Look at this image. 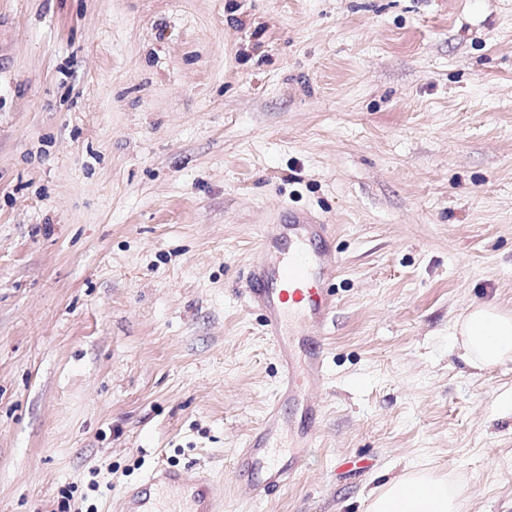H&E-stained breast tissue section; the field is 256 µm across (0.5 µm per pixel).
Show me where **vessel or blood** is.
Listing matches in <instances>:
<instances>
[{
  "mask_svg": "<svg viewBox=\"0 0 512 512\" xmlns=\"http://www.w3.org/2000/svg\"><path fill=\"white\" fill-rule=\"evenodd\" d=\"M330 230L309 214L274 225L262 235L249 267L247 302L261 311L281 361V389L235 461L238 476L255 500L298 477L305 451L315 439L310 428L298 433L289 447L274 444L282 401L299 399L304 387L320 383L324 376L317 331L334 308L328 284L340 265L329 242ZM285 238L292 240L293 249L281 248ZM121 512H218L217 492L204 473L160 467L144 483L126 490Z\"/></svg>",
  "mask_w": 512,
  "mask_h": 512,
  "instance_id": "obj_1",
  "label": "vessel or blood"
}]
</instances>
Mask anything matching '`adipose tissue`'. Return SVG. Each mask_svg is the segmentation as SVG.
I'll return each instance as SVG.
<instances>
[{"label": "adipose tissue", "instance_id": "1", "mask_svg": "<svg viewBox=\"0 0 512 512\" xmlns=\"http://www.w3.org/2000/svg\"><path fill=\"white\" fill-rule=\"evenodd\" d=\"M463 359L484 369L512 359V315L489 304L469 307L454 325ZM460 492L447 478L416 468L368 495V512H460Z\"/></svg>", "mask_w": 512, "mask_h": 512}]
</instances>
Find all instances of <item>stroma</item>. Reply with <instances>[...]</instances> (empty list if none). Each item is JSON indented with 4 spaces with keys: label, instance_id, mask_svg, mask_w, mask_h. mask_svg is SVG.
Returning a JSON list of instances; mask_svg holds the SVG:
<instances>
[{
    "label": "stroma",
    "instance_id": "1",
    "mask_svg": "<svg viewBox=\"0 0 512 512\" xmlns=\"http://www.w3.org/2000/svg\"><path fill=\"white\" fill-rule=\"evenodd\" d=\"M333 227L323 419L253 501L280 385L260 231ZM512 0H0V512H119L158 466L222 512H367L425 466L512 512ZM453 336L471 367L489 368L512 357V315L495 306L469 307L456 321Z\"/></svg>",
    "mask_w": 512,
    "mask_h": 512
}]
</instances>
